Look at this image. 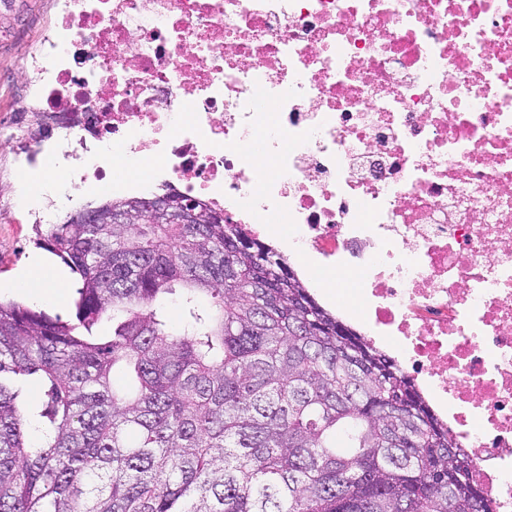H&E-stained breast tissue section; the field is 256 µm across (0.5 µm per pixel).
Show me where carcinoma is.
I'll return each instance as SVG.
<instances>
[{
    "instance_id": "cac0c4a2",
    "label": "carcinoma",
    "mask_w": 512,
    "mask_h": 512,
    "mask_svg": "<svg viewBox=\"0 0 512 512\" xmlns=\"http://www.w3.org/2000/svg\"><path fill=\"white\" fill-rule=\"evenodd\" d=\"M39 241L81 287L73 321L0 301V512H491L395 360L246 225Z\"/></svg>"
}]
</instances>
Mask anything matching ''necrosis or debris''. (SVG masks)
Instances as JSON below:
<instances>
[{
  "mask_svg": "<svg viewBox=\"0 0 512 512\" xmlns=\"http://www.w3.org/2000/svg\"><path fill=\"white\" fill-rule=\"evenodd\" d=\"M23 78L73 148L109 152L256 235L391 349L512 512V0H55ZM82 69H75V62Z\"/></svg>",
  "mask_w": 512,
  "mask_h": 512,
  "instance_id": "1",
  "label": "necrosis or debris"
}]
</instances>
